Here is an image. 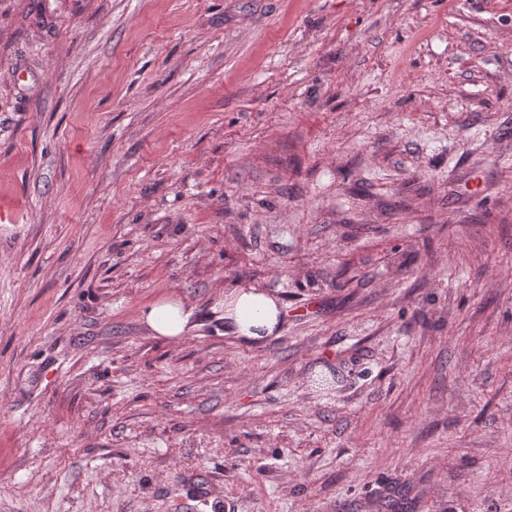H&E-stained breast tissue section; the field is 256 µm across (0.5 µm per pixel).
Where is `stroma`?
<instances>
[{"instance_id":"obj_1","label":"stroma","mask_w":512,"mask_h":512,"mask_svg":"<svg viewBox=\"0 0 512 512\" xmlns=\"http://www.w3.org/2000/svg\"><path fill=\"white\" fill-rule=\"evenodd\" d=\"M2 211L0 512H512V0H0ZM283 308L268 290L246 285L224 295V328L247 343H259L279 335ZM194 307L180 297L162 299L143 313V321L153 336L178 339L194 327Z\"/></svg>"}]
</instances>
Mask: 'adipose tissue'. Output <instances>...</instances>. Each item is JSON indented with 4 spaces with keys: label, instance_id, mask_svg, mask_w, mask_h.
<instances>
[{
    "label": "adipose tissue",
    "instance_id": "1",
    "mask_svg": "<svg viewBox=\"0 0 512 512\" xmlns=\"http://www.w3.org/2000/svg\"><path fill=\"white\" fill-rule=\"evenodd\" d=\"M194 308L182 298H166L149 307L143 320L156 336L178 339L192 329ZM283 308L280 299L268 290L246 285L224 296V325L247 343H259L278 336Z\"/></svg>",
    "mask_w": 512,
    "mask_h": 512
}]
</instances>
